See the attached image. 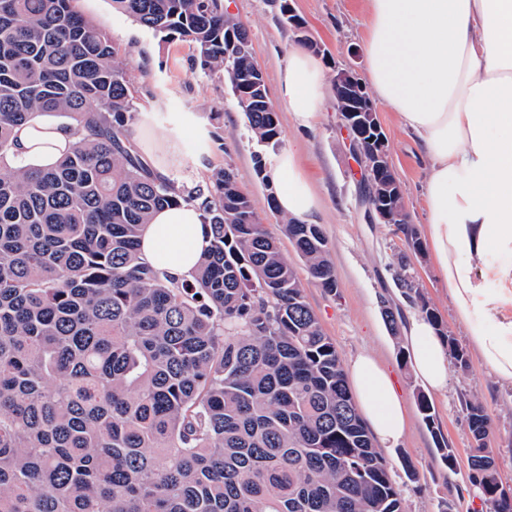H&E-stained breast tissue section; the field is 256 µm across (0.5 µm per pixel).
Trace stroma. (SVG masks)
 <instances>
[{
	"label": "stroma",
	"instance_id": "35a3bbf8",
	"mask_svg": "<svg viewBox=\"0 0 512 512\" xmlns=\"http://www.w3.org/2000/svg\"><path fill=\"white\" fill-rule=\"evenodd\" d=\"M222 4L226 14L247 27L268 96L277 99L278 69L286 51L297 40L293 30L278 20L280 0H222ZM291 4L304 20L308 35L322 47L318 58L327 81H334L341 70L365 77L366 63L360 49L363 0H291ZM74 6L122 50L138 109L149 108L155 114L156 137L168 133L178 113L190 112L198 117L208 138L201 142L194 136L186 137L184 174L205 186L213 170L233 169L239 187L252 198L261 224L279 238L284 256L297 271L308 304L343 363L369 353L393 369L410 423L403 439L385 449L384 455L401 489L404 512H479L480 501L465 477V469L449 472L440 459L418 411L417 395L423 387L407 360L405 339L392 334L383 319L382 306L390 304L404 318L417 313V306L396 286L398 277L410 271L420 292L440 315L445 332L464 347L469 344L466 328L454 314L430 250L411 257L408 267H400L398 257L404 236L397 225L369 221L364 171L352 151V135L336 101H329L327 111L321 113L313 129L304 133L294 129L287 113L277 114L281 130L278 149L292 147L299 151L301 163L322 200L315 222L328 239L339 283L336 292L328 293L310 278L302 259L285 238L284 217L270 210L267 192L256 173V155H263L270 163L277 149L257 142L222 73L196 67L194 51L188 43L161 41L158 35L113 8L111 0H75ZM374 109L388 140L410 221L417 232H424L427 214L421 190V146L389 106L378 102ZM203 149L210 157L201 170L196 168L194 158ZM464 394L481 402L490 415L497 467L503 482L512 486V385L498 382L490 369L474 358L468 371L450 368L446 393L431 394L437 425L462 462L466 461L469 448L467 423L459 403ZM402 452L415 462L418 482L405 477L398 459Z\"/></svg>",
	"mask_w": 512,
	"mask_h": 512
}]
</instances>
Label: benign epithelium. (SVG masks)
<instances>
[{"instance_id": "benign-epithelium-1", "label": "benign epithelium", "mask_w": 512, "mask_h": 512, "mask_svg": "<svg viewBox=\"0 0 512 512\" xmlns=\"http://www.w3.org/2000/svg\"><path fill=\"white\" fill-rule=\"evenodd\" d=\"M334 93L343 104L345 124L359 132L353 146L364 163L370 190L380 189L381 202L369 205L371 217L381 222L392 218L399 224L407 223L405 208L389 206L390 199L400 194L401 187L396 181L386 136L361 80L350 70L341 71L336 76Z\"/></svg>"}]
</instances>
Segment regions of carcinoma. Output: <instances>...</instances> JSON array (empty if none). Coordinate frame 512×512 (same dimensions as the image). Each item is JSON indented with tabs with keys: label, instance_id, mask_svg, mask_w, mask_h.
I'll return each instance as SVG.
<instances>
[{
	"label": "carcinoma",
	"instance_id": "cac0c4a2",
	"mask_svg": "<svg viewBox=\"0 0 512 512\" xmlns=\"http://www.w3.org/2000/svg\"><path fill=\"white\" fill-rule=\"evenodd\" d=\"M220 71L276 148L248 30L221 0H112ZM38 114L78 140L55 167L10 163ZM119 49L74 0H0V512H404L295 268L229 169L208 193L156 177L135 148ZM198 202L209 246L189 278L141 257L152 212ZM400 264L423 250L410 224ZM284 232L309 276L338 288L318 224ZM397 286L438 330L407 278ZM456 366L467 352L446 337ZM427 427L435 412L417 395ZM468 481L512 512L491 419L463 398Z\"/></svg>",
	"mask_w": 512,
	"mask_h": 512
}]
</instances>
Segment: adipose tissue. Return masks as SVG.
I'll use <instances>...</instances> for the list:
<instances>
[{"mask_svg": "<svg viewBox=\"0 0 512 512\" xmlns=\"http://www.w3.org/2000/svg\"><path fill=\"white\" fill-rule=\"evenodd\" d=\"M364 10L369 84L422 147L426 238L438 274L480 362L500 382L512 383V0H364ZM325 103L320 64L309 52L290 48L279 74V108L296 129L308 130ZM153 118L138 115L142 151L155 173L176 178L186 133L200 139L206 133L193 113L184 112L158 138ZM16 139L19 163L48 168L76 135L54 117L39 116ZM269 179L282 214L307 223L318 213V198L293 149L281 151ZM204 220L192 203L157 210L141 236L143 256L170 276H189L207 245ZM493 252L507 256V263L488 265ZM406 351L416 377L430 391L446 392L449 355L425 318L410 317ZM348 373L376 437L386 446L398 442L409 414L389 372L364 354Z\"/></svg>", "mask_w": 512, "mask_h": 512, "instance_id": "adipose-tissue-1", "label": "adipose tissue"}]
</instances>
